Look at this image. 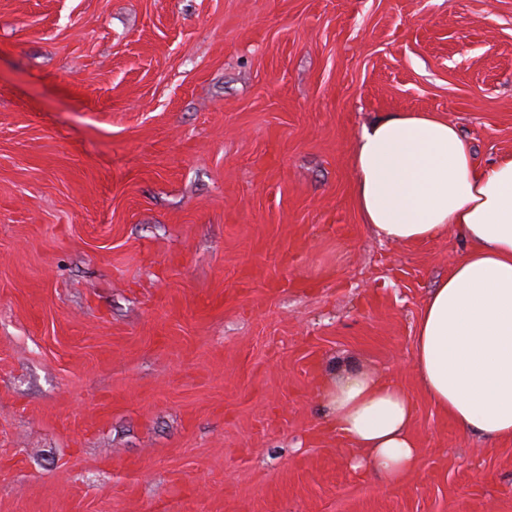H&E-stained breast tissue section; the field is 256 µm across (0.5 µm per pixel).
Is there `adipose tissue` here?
I'll return each mask as SVG.
<instances>
[{
  "label": "adipose tissue",
  "mask_w": 512,
  "mask_h": 512,
  "mask_svg": "<svg viewBox=\"0 0 512 512\" xmlns=\"http://www.w3.org/2000/svg\"><path fill=\"white\" fill-rule=\"evenodd\" d=\"M355 206L379 238L419 244L455 232L466 248L424 302L413 365L438 412L462 433L512 440V153L482 163L434 112L365 127L352 155ZM319 397L354 449L350 469L397 487L420 469L416 402L389 376H325Z\"/></svg>",
  "instance_id": "ef3b65f1"
}]
</instances>
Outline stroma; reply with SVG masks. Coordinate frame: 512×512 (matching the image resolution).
I'll return each instance as SVG.
<instances>
[{"instance_id":"obj_1","label":"stroma","mask_w":512,"mask_h":512,"mask_svg":"<svg viewBox=\"0 0 512 512\" xmlns=\"http://www.w3.org/2000/svg\"><path fill=\"white\" fill-rule=\"evenodd\" d=\"M396 112L512 152V0H0V512H512L413 369L464 242L354 205ZM363 366L418 404L394 489L317 393Z\"/></svg>"}]
</instances>
